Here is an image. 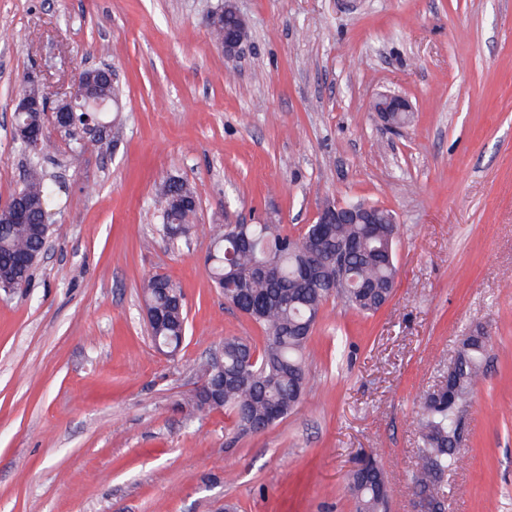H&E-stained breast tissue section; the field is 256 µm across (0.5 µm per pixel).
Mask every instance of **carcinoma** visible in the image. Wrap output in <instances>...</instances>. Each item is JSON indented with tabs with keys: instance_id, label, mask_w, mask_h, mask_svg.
Returning a JSON list of instances; mask_svg holds the SVG:
<instances>
[{
	"instance_id": "1",
	"label": "carcinoma",
	"mask_w": 512,
	"mask_h": 512,
	"mask_svg": "<svg viewBox=\"0 0 512 512\" xmlns=\"http://www.w3.org/2000/svg\"><path fill=\"white\" fill-rule=\"evenodd\" d=\"M237 20L228 14L209 29L211 39L224 41V32L235 29ZM100 99L107 107L121 98V89L109 76L95 74ZM16 125L45 126L42 112L13 115ZM111 125L108 112H76L67 131L69 152L77 161L91 147L105 143L92 135L90 124ZM20 151L29 152V166L18 194L31 212L27 224L0 223V289L12 292L26 287L32 268L22 269L16 256L36 251L51 235L50 210L61 191L59 182L48 176L42 151H30L15 140ZM162 197L189 198L195 192L180 177H171ZM197 210L174 207L161 211L160 231L173 245L191 233ZM315 225L297 237L278 224H226L212 244L209 277L224 301L247 315L266 334L258 349L249 341L224 339V408L233 413L243 432L258 433L286 418L301 403L310 384L304 351L324 304L336 298L361 314L377 312L391 297L397 277L395 244L376 237L369 224H332L321 237L322 251L332 263L317 270L312 278L302 274L305 250ZM148 309L158 313L151 320L152 342L173 354L186 335L187 314L182 289L170 277L155 274L144 281ZM488 339L467 336L461 342L451 377L453 397L443 393L422 398L417 411L422 448L419 449L412 489L428 499L434 512H445L448 501V472L461 458L457 432L461 416L478 383L485 377ZM180 408L194 412L216 408L207 390L197 388ZM355 502V512H387L386 482L377 461L370 458L351 470L346 479Z\"/></svg>"
}]
</instances>
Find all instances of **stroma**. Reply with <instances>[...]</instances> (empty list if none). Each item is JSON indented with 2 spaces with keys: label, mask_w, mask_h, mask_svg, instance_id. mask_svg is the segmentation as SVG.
Masks as SVG:
<instances>
[{
  "label": "stroma",
  "mask_w": 512,
  "mask_h": 512,
  "mask_svg": "<svg viewBox=\"0 0 512 512\" xmlns=\"http://www.w3.org/2000/svg\"><path fill=\"white\" fill-rule=\"evenodd\" d=\"M221 4L0 0V207L21 183L11 122L28 73L53 101L88 62L123 87L116 144L72 164L50 133L66 192L49 252L0 292V512H355L345 476L366 454L388 512H417L416 412L475 329L488 374L447 512H512V0H234L248 23L234 59L205 24ZM384 93L411 102L410 125L381 126ZM172 176L199 200L175 249L157 231ZM328 199L395 213L388 303L323 306L311 385L266 431L179 408L226 337L265 342L213 288V238L270 215L301 234ZM156 273L185 298L172 356L141 306Z\"/></svg>",
  "instance_id": "stroma-1"
}]
</instances>
